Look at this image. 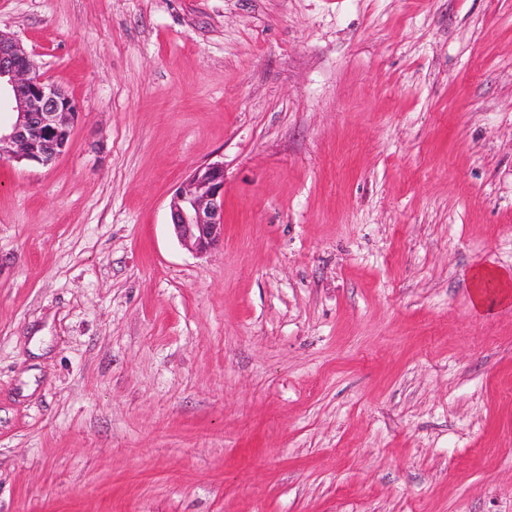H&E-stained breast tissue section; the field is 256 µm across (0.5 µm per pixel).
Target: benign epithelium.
I'll return each instance as SVG.
<instances>
[{"mask_svg":"<svg viewBox=\"0 0 512 512\" xmlns=\"http://www.w3.org/2000/svg\"><path fill=\"white\" fill-rule=\"evenodd\" d=\"M16 119L0 128V159L52 163L71 143L79 115L76 101L46 79L32 56L0 29V100ZM170 221L188 249L202 254L224 237V164L195 166L169 202Z\"/></svg>","mask_w":512,"mask_h":512,"instance_id":"benign-epithelium-1","label":"benign epithelium"}]
</instances>
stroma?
I'll return each mask as SVG.
<instances>
[{
	"instance_id": "stroma-1",
	"label": "stroma",
	"mask_w": 512,
	"mask_h": 512,
	"mask_svg": "<svg viewBox=\"0 0 512 512\" xmlns=\"http://www.w3.org/2000/svg\"><path fill=\"white\" fill-rule=\"evenodd\" d=\"M80 108L0 161V512H512V0H0ZM224 165V238L169 224ZM498 295L494 297H487L483 292L478 291L474 295V309L479 313L493 312L497 307L504 306L510 303V280L508 278H501L499 276Z\"/></svg>"
}]
</instances>
